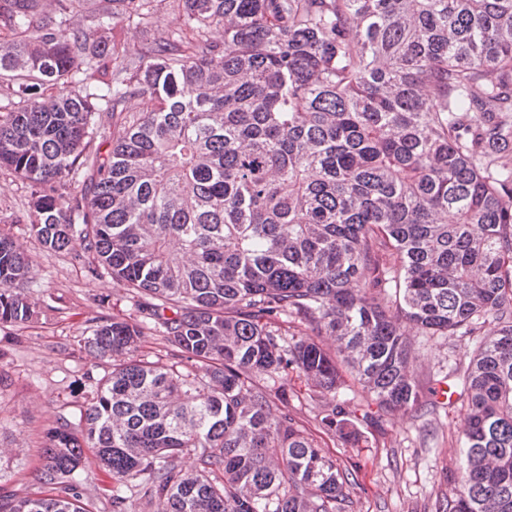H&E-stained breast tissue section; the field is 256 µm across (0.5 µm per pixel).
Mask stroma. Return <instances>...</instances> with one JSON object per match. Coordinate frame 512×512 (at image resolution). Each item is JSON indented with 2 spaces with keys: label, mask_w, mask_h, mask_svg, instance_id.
<instances>
[{
  "label": "stroma",
  "mask_w": 512,
  "mask_h": 512,
  "mask_svg": "<svg viewBox=\"0 0 512 512\" xmlns=\"http://www.w3.org/2000/svg\"><path fill=\"white\" fill-rule=\"evenodd\" d=\"M30 190L0 171V226L35 260L39 276L29 294L41 314L20 325H0V487L25 498L37 495L44 429L58 418L76 419L107 362L81 353L78 341L101 315L139 319L130 294L110 277H88L70 253L44 249L21 217ZM421 384L466 368L468 337H410ZM289 410L311 431L322 400L305 379L285 383ZM460 402L423 404L407 415L356 420L358 440L322 435L324 452L336 458L349 478L348 512H437L456 487L461 465ZM74 484L88 512H112V480L94 461L79 469Z\"/></svg>",
  "instance_id": "stroma-1"
}]
</instances>
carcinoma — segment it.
Segmentation results:
<instances>
[{
  "mask_svg": "<svg viewBox=\"0 0 512 512\" xmlns=\"http://www.w3.org/2000/svg\"><path fill=\"white\" fill-rule=\"evenodd\" d=\"M76 3L0 0V169L40 245L130 291L176 362L98 317L79 345L110 372L44 430L48 493L0 491V512H87V448L112 512H346L282 382L331 396L323 432L355 440L345 375L389 415L435 393L408 326L474 344L442 512H512V0ZM161 10L166 38L116 39ZM37 275L0 228V324L36 316ZM159 333L145 329V336L140 348V354L151 361L170 365L176 359L170 355L171 347Z\"/></svg>",
  "mask_w": 512,
  "mask_h": 512,
  "instance_id": "obj_1",
  "label": "carcinoma"
}]
</instances>
